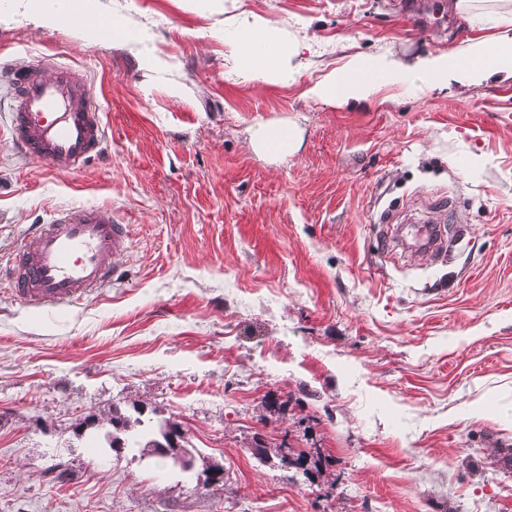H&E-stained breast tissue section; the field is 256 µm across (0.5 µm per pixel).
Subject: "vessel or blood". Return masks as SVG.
<instances>
[{"instance_id": "obj_1", "label": "vessel or blood", "mask_w": 512, "mask_h": 512, "mask_svg": "<svg viewBox=\"0 0 512 512\" xmlns=\"http://www.w3.org/2000/svg\"><path fill=\"white\" fill-rule=\"evenodd\" d=\"M11 137L24 154L71 173L98 153L105 127L85 75L69 64L13 73ZM128 242L111 206L59 210L26 244L7 277L32 308L80 303L116 274L113 257Z\"/></svg>"}]
</instances>
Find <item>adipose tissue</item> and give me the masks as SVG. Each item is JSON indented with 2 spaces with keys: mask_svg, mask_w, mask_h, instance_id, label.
I'll return each instance as SVG.
<instances>
[{
  "mask_svg": "<svg viewBox=\"0 0 512 512\" xmlns=\"http://www.w3.org/2000/svg\"><path fill=\"white\" fill-rule=\"evenodd\" d=\"M5 13L47 28L58 27L63 19L77 13L84 20L83 25L73 29L79 39L116 41L135 54L148 49L147 34L132 32L123 16L106 13L101 0H7ZM234 53L240 74L265 82H281L290 73L289 63L296 50L282 39L276 27L257 16L248 24ZM367 70L366 64L354 63L345 73L315 85L311 93L326 103L367 96L373 89L366 77ZM452 70L478 78L490 71L512 75V35L503 34L493 45L471 49L461 61L438 55L418 61L415 67L418 79L429 87L441 84Z\"/></svg>",
  "mask_w": 512,
  "mask_h": 512,
  "instance_id": "adipose-tissue-1",
  "label": "adipose tissue"
}]
</instances>
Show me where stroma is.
Masks as SVG:
<instances>
[{
  "label": "stroma",
  "mask_w": 512,
  "mask_h": 512,
  "mask_svg": "<svg viewBox=\"0 0 512 512\" xmlns=\"http://www.w3.org/2000/svg\"><path fill=\"white\" fill-rule=\"evenodd\" d=\"M103 2L150 55L0 17V62L76 66L107 130L60 174L0 110V269L62 208L111 205L129 232L80 304L0 280V512H512V78L410 69L496 41L512 0ZM256 15L300 48L283 82L236 72ZM357 61L366 99L309 96ZM267 123L288 153L252 150ZM422 224L452 242L422 253ZM136 404L181 421L186 464L83 435ZM257 436L317 453L316 478Z\"/></svg>",
  "instance_id": "1"
}]
</instances>
